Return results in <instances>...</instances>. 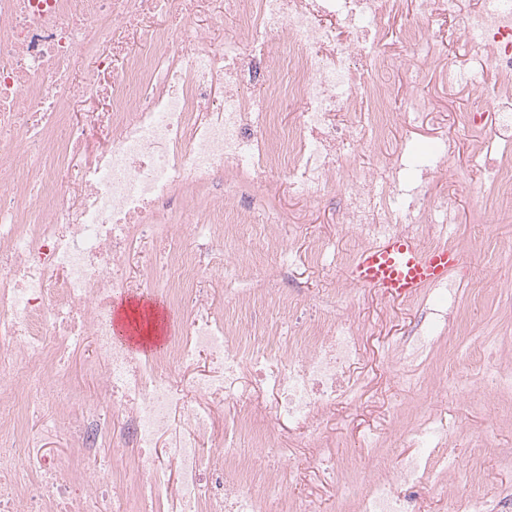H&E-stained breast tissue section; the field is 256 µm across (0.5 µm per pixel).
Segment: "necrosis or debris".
<instances>
[{"mask_svg": "<svg viewBox=\"0 0 512 512\" xmlns=\"http://www.w3.org/2000/svg\"><path fill=\"white\" fill-rule=\"evenodd\" d=\"M188 2L0 0V512H317L282 495L293 464L273 433L285 423L312 437L327 409L357 399L360 328L345 310H299L285 290L250 288L225 308V275L246 267L225 228L261 220L256 205L282 172L312 204L344 185L356 247L434 223L401 163L377 173L345 162L380 135L393 97L367 81L365 62L391 69L434 49L437 15L474 52L448 75L469 83L463 123L490 133L473 150L512 195V155L492 150L512 139V0H473L463 14L458 0H417L393 40L383 20L404 0H225L220 47L212 23L187 22ZM135 39L148 54L125 51ZM79 57L91 67L78 80ZM476 59L492 82L471 79ZM91 98L102 111L70 112ZM287 111L294 121L277 128ZM142 288L165 291L176 321L163 352L136 357L114 337L113 302ZM456 298L438 290L422 335L396 344L401 364L427 360ZM87 344L91 396L69 367ZM466 344L474 391L496 411L512 393V349ZM239 398L247 409L224 421ZM57 429L72 456L43 451ZM388 439L421 452L372 457L359 481L334 469L342 512H419L431 482L448 512H488L484 479L460 471L450 433L399 409Z\"/></svg>", "mask_w": 512, "mask_h": 512, "instance_id": "1", "label": "necrosis or debris"}]
</instances>
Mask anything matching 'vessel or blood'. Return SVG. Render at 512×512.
Returning a JSON list of instances; mask_svg holds the SVG:
<instances>
[{
    "label": "vessel or blood",
    "mask_w": 512,
    "mask_h": 512,
    "mask_svg": "<svg viewBox=\"0 0 512 512\" xmlns=\"http://www.w3.org/2000/svg\"><path fill=\"white\" fill-rule=\"evenodd\" d=\"M461 264L460 254L452 248H426L415 237L390 235L362 250L346 278L382 297L402 300L444 282Z\"/></svg>",
    "instance_id": "b4317fda"
}]
</instances>
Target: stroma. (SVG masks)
Segmentation results:
<instances>
[{"label": "stroma", "instance_id": "35a3bbf8", "mask_svg": "<svg viewBox=\"0 0 512 512\" xmlns=\"http://www.w3.org/2000/svg\"><path fill=\"white\" fill-rule=\"evenodd\" d=\"M459 53L457 46L442 47L438 68L430 70L416 86L408 84L404 69H369L368 80L391 84L400 99L410 93L418 95L429 101L431 108L414 126L388 127L348 161L356 170H380L388 162L405 159V179L422 182V192L431 206L445 201L451 204L455 221L446 227L447 245L463 258L460 268L449 276L459 289L458 311L441 332L424 372L423 387L416 388L407 384L405 372L396 365L393 346L412 328L425 304L431 303L432 292L387 301L368 289L355 288L352 312L362 328L364 345L357 371L366 386L354 404L339 403L327 412L322 439L337 465L357 472L373 439L390 433L392 411L400 406L411 416L424 414L446 426L463 423L467 431L453 445L460 465L467 469L479 464L488 484L512 487V397L505 398L492 413L464 396L472 378L468 357L459 348L461 339L484 334L512 345V220L474 221L477 212L495 211L496 190L487 180L484 162L473 153L483 132L462 123L469 88L462 83L448 84L440 76L441 69L453 64ZM450 141L455 144L454 154L440 160ZM425 162L430 165L426 172L421 169ZM272 195L277 207L288 215L293 258L282 264L273 255L254 254V246L264 236L260 224L252 225L237 239V247L252 255L256 267L283 266L300 304L337 299L338 289L347 282L345 271L358 254L340 221V187L330 188L313 208L279 187L273 188ZM315 248L321 256L313 264L308 254ZM278 446L300 467L298 477L288 484L289 497L313 499L320 512H334L328 477L311 467L312 450L307 442L285 432Z\"/></svg>", "mask_w": 512, "mask_h": 512}]
</instances>
